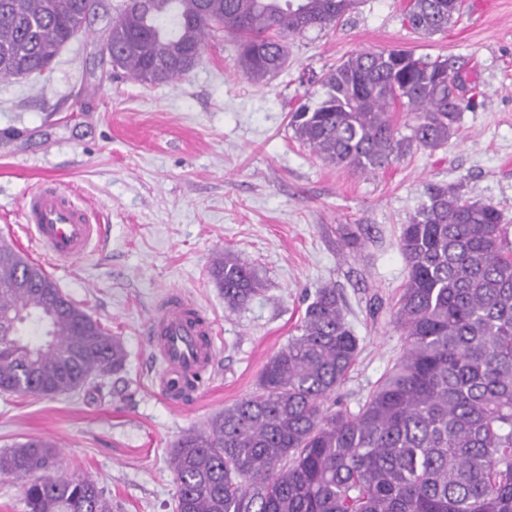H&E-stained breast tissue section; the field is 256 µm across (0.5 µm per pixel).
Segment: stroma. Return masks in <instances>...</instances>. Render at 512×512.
<instances>
[{"label":"stroma","instance_id":"1","mask_svg":"<svg viewBox=\"0 0 512 512\" xmlns=\"http://www.w3.org/2000/svg\"><path fill=\"white\" fill-rule=\"evenodd\" d=\"M122 3L104 0L50 73L0 79V240L44 264L22 198L45 180L79 191L100 215V241L49 275L121 339L126 363L100 389L0 393V453L31 438L53 442L62 471L97 481L112 512H174L171 444L254 389L321 286L335 287L360 339L336 405L355 413L365 403L403 351L392 321L407 280L398 238L429 183L461 184L512 227V0H464L433 35L405 23L409 0H358L342 24L289 38L287 67L259 83L217 31L188 74L156 85L104 56ZM384 49L455 62L472 107L447 144L412 149L373 174L323 162L295 138L291 111L317 91L315 76ZM227 250L263 283L239 310L209 273ZM173 290L217 329L216 363L180 405L158 391L148 333Z\"/></svg>","mask_w":512,"mask_h":512}]
</instances>
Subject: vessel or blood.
<instances>
[{"label":"vessel or blood","instance_id":"vessel-or-blood-1","mask_svg":"<svg viewBox=\"0 0 512 512\" xmlns=\"http://www.w3.org/2000/svg\"><path fill=\"white\" fill-rule=\"evenodd\" d=\"M22 210L31 239L56 264L82 258L99 238V215L60 186L34 185L23 197ZM150 333L162 366L159 389L168 400L181 401L187 380L215 361L213 325L182 292L174 291L153 311Z\"/></svg>","mask_w":512,"mask_h":512}]
</instances>
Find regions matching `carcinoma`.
Returning <instances> with one entry per match:
<instances>
[{
    "label": "carcinoma",
    "instance_id": "1",
    "mask_svg": "<svg viewBox=\"0 0 512 512\" xmlns=\"http://www.w3.org/2000/svg\"><path fill=\"white\" fill-rule=\"evenodd\" d=\"M356 0H126L106 45L112 64L144 84L192 70L210 31L237 45L261 81L288 63V38L339 24ZM86 0H0V79L51 67L82 31ZM461 0H409L404 21L448 28ZM323 93L290 127L323 161L372 173L413 147L456 133L468 102L454 63L407 51H362L320 78ZM409 115L402 133L392 112ZM492 203L459 184L431 183L402 225L408 275L393 314L405 347L358 413L329 405L359 352L336 289L316 290L300 334L275 352L256 388L169 462L175 512H512V243ZM224 303L261 289L230 251L211 267ZM0 393L52 397L122 371L121 341L68 299L42 268L0 241ZM54 446L30 439L0 454L24 480L27 512H112L90 478L55 474Z\"/></svg>",
    "mask_w": 512,
    "mask_h": 512
}]
</instances>
